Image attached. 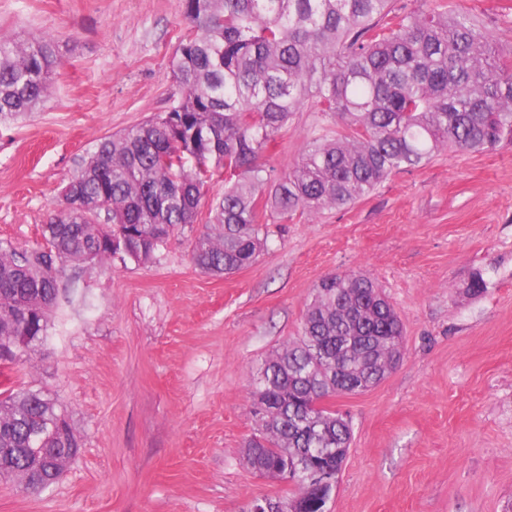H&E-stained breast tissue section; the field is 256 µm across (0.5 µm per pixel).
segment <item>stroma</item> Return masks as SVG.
Instances as JSON below:
<instances>
[{
    "label": "stroma",
    "mask_w": 512,
    "mask_h": 512,
    "mask_svg": "<svg viewBox=\"0 0 512 512\" xmlns=\"http://www.w3.org/2000/svg\"><path fill=\"white\" fill-rule=\"evenodd\" d=\"M448 4L512 43V0ZM190 28L180 0H0V36H52L62 59L49 97L0 125V247L44 248L99 140L168 110ZM322 125L305 103L267 165L288 172ZM223 192L213 183L150 262L62 266L47 335L27 363L0 365V392L58 401L81 447L42 492L0 480V512H245L292 497L246 458L253 372L342 272L383 288L404 355L376 387L330 402L352 441L329 512H512V140L439 153L347 208L275 219L252 266L212 276L190 249Z\"/></svg>",
    "instance_id": "35a3bbf8"
}]
</instances>
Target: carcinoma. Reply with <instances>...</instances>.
I'll list each match as a JSON object with an SVG mask.
<instances>
[{"label": "carcinoma", "mask_w": 512, "mask_h": 512, "mask_svg": "<svg viewBox=\"0 0 512 512\" xmlns=\"http://www.w3.org/2000/svg\"><path fill=\"white\" fill-rule=\"evenodd\" d=\"M395 0H181L195 32L171 62L180 95L171 108L102 139L69 179L74 204L43 228L46 250L0 248V343L22 361L46 336L57 264L150 261L176 227L193 224L207 188L224 182L192 264L212 275L250 266L279 215L343 209L392 174L452 146L480 152L512 137V44L500 46L469 14ZM61 63L51 36L0 39V118L33 111ZM313 100L344 129L310 142L274 182L263 162L276 133ZM402 326L373 277L324 278L301 336L269 358L251 397L263 468L326 462L341 471L351 428L326 401L377 385L401 357ZM0 477L30 471V491L63 471L30 466L27 449L65 462L79 441L69 416L38 392L0 393Z\"/></svg>", "instance_id": "cac0c4a2"}]
</instances>
